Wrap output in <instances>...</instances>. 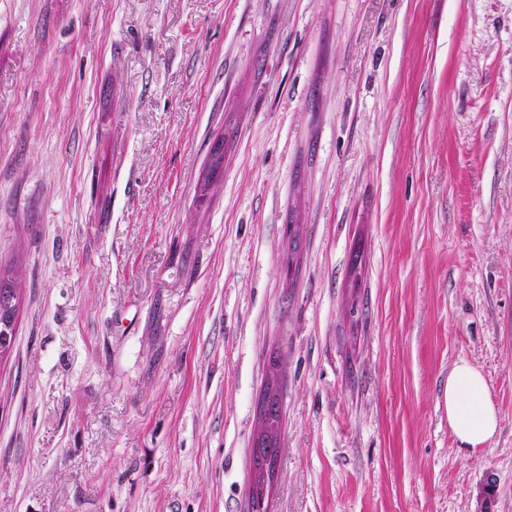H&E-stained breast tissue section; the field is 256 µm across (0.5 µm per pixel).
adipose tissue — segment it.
I'll return each mask as SVG.
<instances>
[{
  "instance_id": "1",
  "label": "adipose tissue",
  "mask_w": 512,
  "mask_h": 512,
  "mask_svg": "<svg viewBox=\"0 0 512 512\" xmlns=\"http://www.w3.org/2000/svg\"><path fill=\"white\" fill-rule=\"evenodd\" d=\"M448 426L466 447H483L497 433L500 417L482 372L469 362L455 364L448 375Z\"/></svg>"
}]
</instances>
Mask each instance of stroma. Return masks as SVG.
<instances>
[{"mask_svg": "<svg viewBox=\"0 0 512 512\" xmlns=\"http://www.w3.org/2000/svg\"><path fill=\"white\" fill-rule=\"evenodd\" d=\"M0 263V512H243L273 352L272 512H512V0H0ZM16 294L4 291L0 294V355H8L13 348L15 338L14 306ZM448 426L466 448H481L497 433L500 417L482 372L467 361L448 374Z\"/></svg>", "mask_w": 512, "mask_h": 512, "instance_id": "35a3bbf8", "label": "stroma"}]
</instances>
